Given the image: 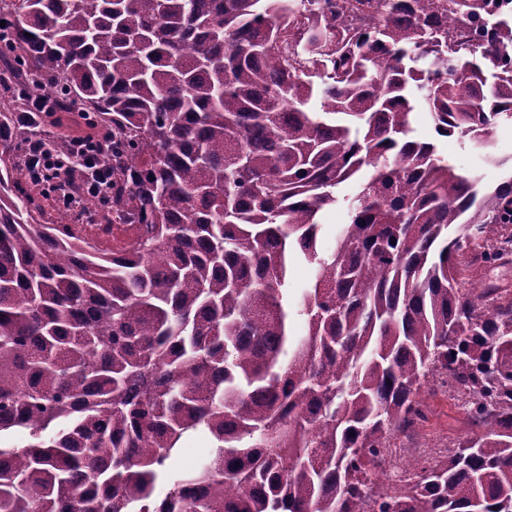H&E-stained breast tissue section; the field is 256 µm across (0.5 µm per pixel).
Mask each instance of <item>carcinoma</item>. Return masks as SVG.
Instances as JSON below:
<instances>
[{"instance_id": "1", "label": "carcinoma", "mask_w": 512, "mask_h": 512, "mask_svg": "<svg viewBox=\"0 0 512 512\" xmlns=\"http://www.w3.org/2000/svg\"><path fill=\"white\" fill-rule=\"evenodd\" d=\"M432 4L0 0V512H512V294L481 277L512 256V176L410 137L422 106L491 146L512 24L485 42L487 0ZM32 88L109 132L89 204L129 243L22 186ZM435 383L471 435L392 480ZM346 211L342 206H336V209H329L323 218V237L322 243L331 246L334 243L336 230L340 224H346ZM186 448L175 461L180 468L190 467L198 458L208 453L210 447V439L204 434H195L191 436L185 443Z\"/></svg>"}]
</instances>
